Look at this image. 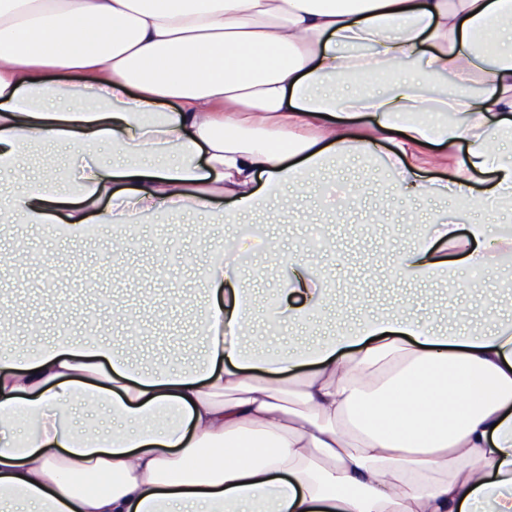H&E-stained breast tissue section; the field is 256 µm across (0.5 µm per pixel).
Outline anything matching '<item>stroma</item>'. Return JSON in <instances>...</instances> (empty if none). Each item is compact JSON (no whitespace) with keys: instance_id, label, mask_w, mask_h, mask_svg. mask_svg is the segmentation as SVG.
I'll list each match as a JSON object with an SVG mask.
<instances>
[{"instance_id":"obj_1","label":"stroma","mask_w":512,"mask_h":512,"mask_svg":"<svg viewBox=\"0 0 512 512\" xmlns=\"http://www.w3.org/2000/svg\"><path fill=\"white\" fill-rule=\"evenodd\" d=\"M366 184V191L345 210H336L321 192L323 184ZM455 215L460 237L473 224L486 225L490 238L512 235V208L457 197L419 202L401 194L394 178L374 158L343 157L327 162L309 177V190L296 212L262 205L246 218L261 227L260 241H249L248 263L234 278L252 302L255 341L274 350L292 344L315 345L339 324L358 327L362 312L381 317L402 313L447 333L467 328L483 315V301L512 320V263L475 276L461 249H446L451 266L444 275L402 274L390 261L412 250L420 231L436 219ZM235 224H213L207 215L190 212L171 224L145 220L133 248L111 261V231L99 226L96 236L68 238L16 225L0 235V297L14 316L0 325V337L23 349L66 334L100 336L138 369L161 362L178 370L198 362L202 353L201 313L204 296L198 264L210 247L235 238ZM308 260L314 277L332 304L307 324L285 325L282 335L266 330V311L279 303L288 263ZM77 266L75 277L52 278V270ZM118 302L134 310L136 329L116 321L108 307Z\"/></svg>"}]
</instances>
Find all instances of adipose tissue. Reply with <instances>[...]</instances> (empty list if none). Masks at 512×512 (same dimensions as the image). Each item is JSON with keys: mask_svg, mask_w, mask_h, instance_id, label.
<instances>
[{"mask_svg": "<svg viewBox=\"0 0 512 512\" xmlns=\"http://www.w3.org/2000/svg\"><path fill=\"white\" fill-rule=\"evenodd\" d=\"M416 57L452 83L419 95ZM508 134L512 0H0V183L32 145L75 149L0 192L1 225L107 224L119 254L141 217L236 224L380 138L418 199L512 202ZM446 158L442 187L426 173ZM439 238L458 243L456 225L395 267L444 272ZM239 260L223 247L203 265L204 355L183 372L135 370L97 337L32 355L0 339V512H512V327L369 317L258 354L249 296L228 284ZM285 294L271 328L325 309L305 261ZM300 365L291 407L271 377ZM77 405L112 427L85 435Z\"/></svg>", "mask_w": 512, "mask_h": 512, "instance_id": "ef3b65f1", "label": "adipose tissue"}]
</instances>
